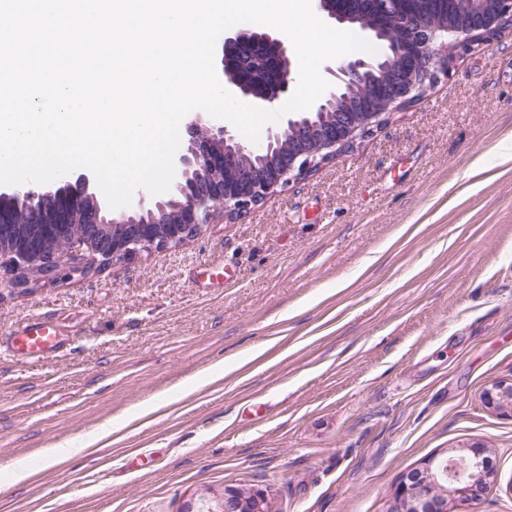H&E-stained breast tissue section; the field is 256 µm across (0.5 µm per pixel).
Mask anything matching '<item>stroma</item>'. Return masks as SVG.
<instances>
[{"mask_svg": "<svg viewBox=\"0 0 512 512\" xmlns=\"http://www.w3.org/2000/svg\"><path fill=\"white\" fill-rule=\"evenodd\" d=\"M511 140L512 27L239 220L0 294V512H183L242 485L274 512H386L406 470L475 446L496 479L474 512H512V413L484 400L512 378ZM35 318L63 353L23 364L5 338Z\"/></svg>", "mask_w": 512, "mask_h": 512, "instance_id": "stroma-1", "label": "stroma"}]
</instances>
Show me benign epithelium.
I'll list each match as a JSON object with an SVG mask.
<instances>
[{"instance_id":"obj_1","label":"benign epithelium","mask_w":512,"mask_h":512,"mask_svg":"<svg viewBox=\"0 0 512 512\" xmlns=\"http://www.w3.org/2000/svg\"><path fill=\"white\" fill-rule=\"evenodd\" d=\"M393 24L395 35L417 48V65L389 63L387 77L391 96L380 109L358 118L347 113L339 118L341 132L322 127L318 114L336 107L338 91L369 67L371 60L345 59L325 67L330 88L317 104L305 112L287 113L281 124L256 143H247L233 134L224 120L204 110L188 113L182 122L185 137L174 157L175 177L165 199H156L146 190L135 192L132 204L119 213L97 206L82 224L83 234L99 240L98 250L84 258L69 260L55 253L32 254L26 246L0 248V291L29 289L54 284L75 275L85 276L112 264L130 261L145 252L179 247L199 236L222 217L235 220L262 204L278 189L303 179L335 159L357 140L372 134L387 119L415 103L448 76L460 53L473 51L512 24V0H493L492 11L478 27L426 24L405 18ZM263 47L265 58L278 72V82L265 88L248 79H226L222 85L237 99L260 108L271 107L287 98L293 88L296 61L292 48L276 32L268 29L232 27L224 33L221 70L243 57L254 46ZM255 157L261 165L239 170L234 157ZM95 174L85 168L72 171L48 184L10 185L0 195L14 200L16 207L31 215V223L42 224L45 199L56 200L63 212H87ZM39 266L35 277L23 281L17 270ZM486 404L496 410L512 409V380L496 381L485 394ZM494 481V471L475 454L454 458L433 457L407 471L389 503L388 512H453L458 506L477 501ZM186 512H272L267 491L254 487L224 490L217 505L188 506Z\"/></svg>"}]
</instances>
